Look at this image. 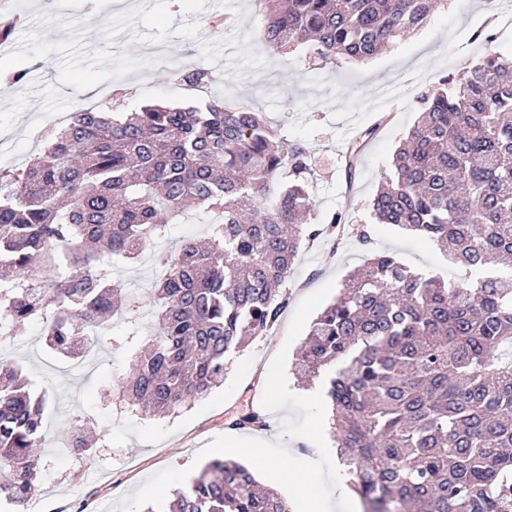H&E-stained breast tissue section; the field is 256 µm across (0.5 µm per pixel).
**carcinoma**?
<instances>
[{"mask_svg": "<svg viewBox=\"0 0 512 512\" xmlns=\"http://www.w3.org/2000/svg\"><path fill=\"white\" fill-rule=\"evenodd\" d=\"M272 52L313 41L322 60L363 61L421 27L439 0H259ZM183 81L198 86L197 67ZM373 216L443 248L465 279L375 253L317 315L292 370L322 381L339 461L364 512H512V56L489 53L420 97ZM309 154L261 112L144 105L78 109L22 169L0 170V335L44 320L71 354L77 324L106 334L127 308L112 263L169 225L217 211L207 245L158 252L151 339L124 382L145 415L173 413L224 382L228 358L277 322L281 286L308 239ZM0 360V500L35 492L46 399ZM234 429L262 430L248 410ZM170 512H289L233 460L207 464Z\"/></svg>", "mask_w": 512, "mask_h": 512, "instance_id": "cac0c4a2", "label": "carcinoma"}]
</instances>
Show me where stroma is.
I'll return each mask as SVG.
<instances>
[{
	"instance_id": "1",
	"label": "stroma",
	"mask_w": 512,
	"mask_h": 512,
	"mask_svg": "<svg viewBox=\"0 0 512 512\" xmlns=\"http://www.w3.org/2000/svg\"><path fill=\"white\" fill-rule=\"evenodd\" d=\"M16 15L29 23L0 38V153L17 166L40 153L76 107L127 112L155 102L202 106L221 96L265 113L281 136L307 147L312 223L344 218L334 236L305 242L285 283L287 310L267 336L231 358L221 387L174 415L142 416L121 392L136 343L155 322L159 271L151 262L113 266L132 312L113 318L88 364L73 368L49 352L37 321L0 338V351L23 366L32 392L48 398L38 512L111 510L155 473L190 466L201 447L228 433L233 415L259 408L268 365L301 301L327 281L342 284L369 251L460 278L434 245L374 223L371 211L396 147L418 118L420 96L490 52L512 54V25L498 27L486 0H441L423 27L362 63L321 61L302 47L271 54L256 38L257 0H0V17ZM224 16L229 24L219 25ZM488 28L489 42L482 37ZM197 67L210 70L208 86L180 81L178 70ZM370 126L377 132L347 173L344 152ZM80 415L91 443L83 453L69 447ZM77 482L83 488L75 497Z\"/></svg>"
}]
</instances>
